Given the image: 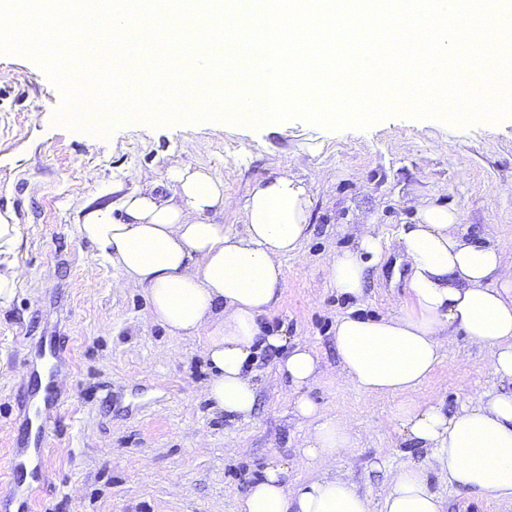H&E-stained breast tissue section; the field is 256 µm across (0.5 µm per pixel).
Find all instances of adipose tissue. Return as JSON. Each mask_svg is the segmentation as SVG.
<instances>
[{
    "mask_svg": "<svg viewBox=\"0 0 512 512\" xmlns=\"http://www.w3.org/2000/svg\"><path fill=\"white\" fill-rule=\"evenodd\" d=\"M170 180V193L148 183L119 196L111 208L88 211L78 232L119 270L113 288L144 289L152 318L169 334L204 337L213 368L204 393L225 416L247 420L255 411L257 386L247 365L256 349H286L278 369L306 427L301 458L322 475L292 491L285 467L268 466L238 499V512H442L440 497L427 484L431 470L447 475L456 488L512 503V390L485 393L452 414L407 398L440 364L443 336L458 329L490 351L493 375L512 383V278L498 276L501 248L470 241L448 207L418 205L415 223L399 231L410 264L405 306L379 319L345 315L336 322L341 381L369 396L402 397L400 432L428 452L423 463L397 472L376 508L332 474L337 457L351 453L352 434L346 420L323 414L308 394L319 374L316 354L290 345L287 335H263L259 325L279 300L284 258L296 254L308 235V186L274 174L257 181L237 204L207 169H177ZM235 205L245 216L240 233L216 220ZM18 237V225L0 216V306L26 277L9 256ZM382 252L380 238L363 231L356 249L326 259L329 287L360 298L369 263Z\"/></svg>",
    "mask_w": 512,
    "mask_h": 512,
    "instance_id": "1",
    "label": "adipose tissue"
}]
</instances>
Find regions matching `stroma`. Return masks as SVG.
<instances>
[{"label": "stroma", "mask_w": 512, "mask_h": 512, "mask_svg": "<svg viewBox=\"0 0 512 512\" xmlns=\"http://www.w3.org/2000/svg\"><path fill=\"white\" fill-rule=\"evenodd\" d=\"M60 104L34 58L0 55V214L21 228L13 255L28 271L0 307V454L26 440L39 336L55 334L65 346L61 391L69 397L42 456L34 512H235L271 463L287 465L292 489L314 476L298 461L303 430L276 356L263 350L248 365L258 384L250 420L215 412L203 393L212 374L203 339L167 335L151 321L144 291L113 288L117 270L77 232L88 209L148 180L169 192V171L184 167L210 168L240 200L275 172L310 186L309 235L284 259L281 298L261 327L317 354L321 378L309 394L327 414L346 415L354 439L336 474L380 502L399 468L427 451L399 433L398 398L335 383L336 320L397 311L409 263L396 232L422 202L448 206L471 239L512 254V119L453 127L398 114L342 130L294 119L282 131L143 122L103 138L56 121ZM325 170L334 180H321ZM363 220L384 253L355 300L329 288L322 263L356 248ZM489 359L464 332L444 337L442 364L411 400L458 411L499 389ZM428 486L443 512H512L511 503L457 490L434 472Z\"/></svg>", "instance_id": "obj_1"}]
</instances>
